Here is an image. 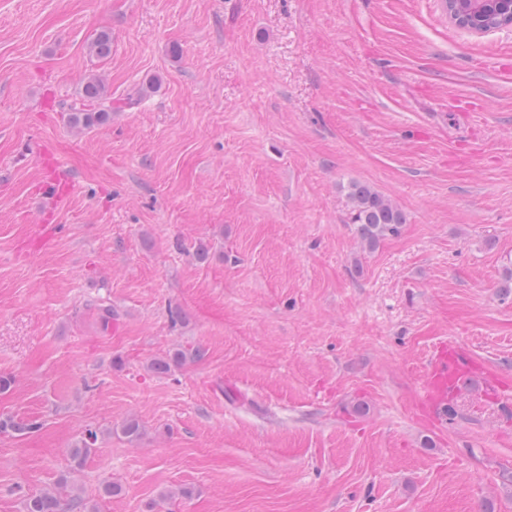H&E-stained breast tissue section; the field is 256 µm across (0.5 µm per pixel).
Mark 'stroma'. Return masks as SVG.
<instances>
[{
    "instance_id": "stroma-1",
    "label": "stroma",
    "mask_w": 512,
    "mask_h": 512,
    "mask_svg": "<svg viewBox=\"0 0 512 512\" xmlns=\"http://www.w3.org/2000/svg\"><path fill=\"white\" fill-rule=\"evenodd\" d=\"M507 55L443 0H0V416L41 424L0 434V512L90 428L98 512H512ZM92 76L116 108L80 131ZM353 182L407 219L371 250ZM448 341L498 386L441 424ZM69 112L68 122L75 128L87 130L95 127L96 125L107 122L112 112ZM68 190L69 186L64 187L61 184L56 169H53V174L47 177L39 188L42 198L52 205L61 202ZM481 369L473 357L456 344L441 345L427 364L424 394L431 411L446 414L448 396L479 378Z\"/></svg>"
}]
</instances>
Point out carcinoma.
<instances>
[{"label":"carcinoma","mask_w":512,"mask_h":512,"mask_svg":"<svg viewBox=\"0 0 512 512\" xmlns=\"http://www.w3.org/2000/svg\"><path fill=\"white\" fill-rule=\"evenodd\" d=\"M444 8L455 26L471 32L487 33L512 25V0H444ZM90 52L99 58L110 56V34L105 31L99 33L90 45ZM105 93V86L97 79L88 80L83 87V97L89 102L102 99ZM110 117L109 112L77 111L68 114V122L75 128L87 130ZM347 197L350 202L349 223L355 226L357 237L366 247L372 249L381 240L397 235L402 224L406 223L404 213L397 206L365 183H350ZM40 427L38 421L23 423L0 419V432L31 433ZM97 441V432L90 430L70 449L72 469H82L96 450ZM24 508L25 512H96V507L77 492L71 494L65 504L55 492L35 494L26 499Z\"/></svg>","instance_id":"cac0c4a2"}]
</instances>
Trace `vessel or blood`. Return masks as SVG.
<instances>
[{"mask_svg":"<svg viewBox=\"0 0 512 512\" xmlns=\"http://www.w3.org/2000/svg\"><path fill=\"white\" fill-rule=\"evenodd\" d=\"M481 369L473 357L456 344L440 346L427 364L424 394L432 412L446 413L448 397L479 378Z\"/></svg>","mask_w":512,"mask_h":512,"instance_id":"1","label":"vessel or blood"}]
</instances>
